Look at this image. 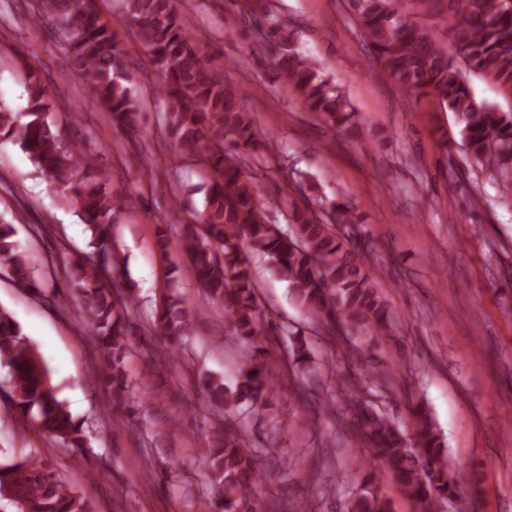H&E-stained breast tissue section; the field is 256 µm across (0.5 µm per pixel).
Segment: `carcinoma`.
<instances>
[{
  "instance_id": "cac0c4a2",
  "label": "carcinoma",
  "mask_w": 512,
  "mask_h": 512,
  "mask_svg": "<svg viewBox=\"0 0 512 512\" xmlns=\"http://www.w3.org/2000/svg\"><path fill=\"white\" fill-rule=\"evenodd\" d=\"M405 0H354L359 31L369 45L372 61L402 89L435 98L452 114L469 154L477 161L512 165V112L479 101L459 64L494 84L500 95H512V0H424L435 20L445 21L449 50L442 49L425 28L402 19ZM170 111L171 131L180 150L196 155L205 150L213 178L203 209L192 221L178 225V235L191 261L195 280L212 303L224 309L232 334L244 340L260 335L256 283L243 248L268 258L270 271L288 283L296 302L316 320L342 322V333L361 335L377 344L391 331L382 296L367 274L363 248L338 240V224L358 223L348 204L333 206L324 218L294 203L287 230L268 219L265 204L249 169L268 155L244 153L258 134L242 108L243 89L224 83L223 68L206 59L194 45L172 0H126ZM252 37L265 44L275 77L299 98L324 125L349 135L353 123L350 102L295 46L292 34L271 13L257 36L253 17L241 15ZM32 21L53 22L64 40L63 62L82 75L89 99L107 112L115 129L128 128L138 114V101L112 30L92 7V0H39ZM29 107L23 114L0 106V137L10 136L29 154L56 187L75 197L81 219L93 238V250L69 260L64 273L68 288L77 292L80 323L101 346L100 372L118 396L126 383L116 366L123 356L129 328L116 315L125 305L115 274L121 269L114 224L133 201L117 200L108 177L98 169L83 143L68 142L50 117L51 104L39 79L30 81ZM14 225L0 224V264L16 279L37 287L33 271L17 251ZM200 313L192 314L180 294L168 287L156 306L151 329L167 337L165 354H173ZM243 363V380H207L210 404L226 413L243 403L264 405L275 398L277 381L258 354ZM0 357L10 367L8 397L17 412L49 436L72 448L84 447L83 426L73 421L56 397L48 369L20 324L0 307ZM368 384L343 385L341 397L354 413V430L367 454L356 460L364 482L347 505V512H391L376 478L373 462L382 464L415 512H440L452 492L455 476L435 425L426 409L410 407L414 440L409 443L381 410L366 403ZM211 483L222 512H258L254 490L262 479L264 459L246 448L236 434H224L205 449ZM18 512H91L88 501L56 478L37 453L0 465V498Z\"/></svg>"
}]
</instances>
